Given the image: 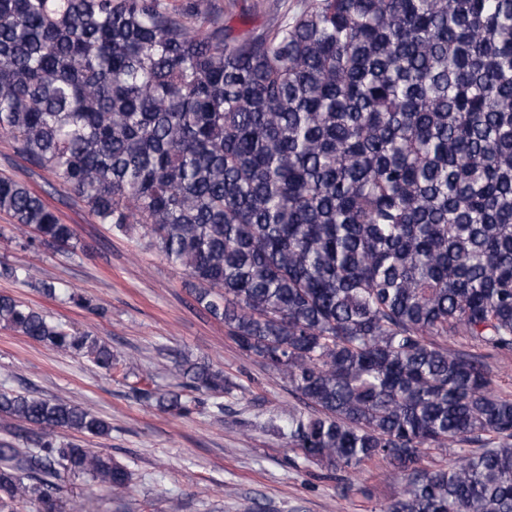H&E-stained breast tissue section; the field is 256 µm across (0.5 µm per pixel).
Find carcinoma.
I'll return each instance as SVG.
<instances>
[{
    "label": "carcinoma",
    "instance_id": "carcinoma-1",
    "mask_svg": "<svg viewBox=\"0 0 512 512\" xmlns=\"http://www.w3.org/2000/svg\"><path fill=\"white\" fill-rule=\"evenodd\" d=\"M0 134L111 230L182 268L238 348L308 414L289 446L328 471L387 464L384 512H512V397L486 356L512 352V0H303L253 35L212 0H0ZM19 245L71 225L0 176ZM68 299L91 314L106 308ZM0 325L85 358L112 348L0 295ZM224 416L234 383L200 362L159 393ZM0 512H63L61 472L121 500L131 472L85 446L112 424L64 396L0 386ZM466 445L450 465L434 451Z\"/></svg>",
    "mask_w": 512,
    "mask_h": 512
}]
</instances>
